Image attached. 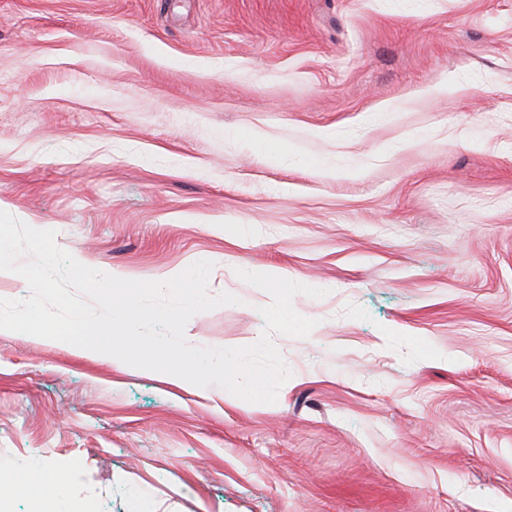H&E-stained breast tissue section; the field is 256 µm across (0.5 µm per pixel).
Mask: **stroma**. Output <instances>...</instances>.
Wrapping results in <instances>:
<instances>
[{"label":"stroma","instance_id":"stroma-1","mask_svg":"<svg viewBox=\"0 0 512 512\" xmlns=\"http://www.w3.org/2000/svg\"><path fill=\"white\" fill-rule=\"evenodd\" d=\"M0 211L212 262L194 346L260 338L239 271L325 291L273 404L0 330L12 512H512V0H0Z\"/></svg>","mask_w":512,"mask_h":512}]
</instances>
